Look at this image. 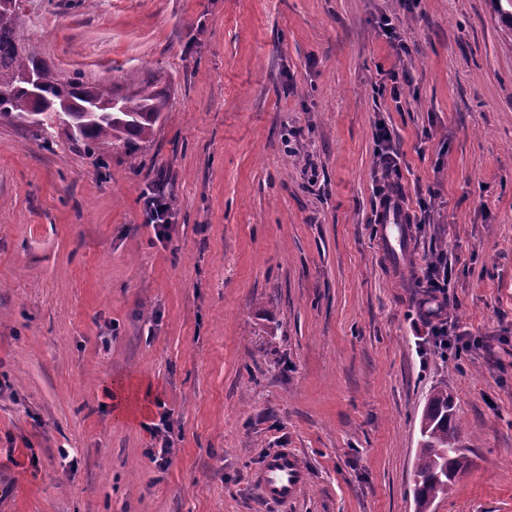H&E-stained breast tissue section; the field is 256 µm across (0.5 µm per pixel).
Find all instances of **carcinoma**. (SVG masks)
<instances>
[{
    "instance_id": "obj_1",
    "label": "carcinoma",
    "mask_w": 512,
    "mask_h": 512,
    "mask_svg": "<svg viewBox=\"0 0 512 512\" xmlns=\"http://www.w3.org/2000/svg\"><path fill=\"white\" fill-rule=\"evenodd\" d=\"M500 22L512 31V0H492ZM21 0H0V122L39 131L61 128L91 154L121 150L138 159L142 145L152 141L166 94L158 89L163 76L119 93L99 81L64 77L29 43L17 37ZM448 388H434L426 401L413 467V492L419 512L448 495L445 467L468 462Z\"/></svg>"
}]
</instances>
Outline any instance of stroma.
I'll return each instance as SVG.
<instances>
[{"instance_id": "1", "label": "stroma", "mask_w": 512, "mask_h": 512, "mask_svg": "<svg viewBox=\"0 0 512 512\" xmlns=\"http://www.w3.org/2000/svg\"><path fill=\"white\" fill-rule=\"evenodd\" d=\"M18 34L66 76L162 72L168 104L134 164L0 123V512H418L440 385L471 451L431 512H512V34L491 0H22ZM380 122L406 212L430 209L395 254ZM161 175L167 240L140 202ZM433 246L447 350L410 290ZM116 377L161 389L143 423L113 417ZM280 448L309 474L284 509L251 482ZM374 141L376 144V165L378 175L375 180L374 188L375 198L379 199V210L377 203L375 204L376 217L374 224H379L391 211L394 215L404 216L407 224H422L425 222V214L427 213V205L423 201L420 206L421 212L424 214L419 219L416 215L414 218L403 211L402 204L405 201V193L400 182L401 168L400 157L393 146V137L389 128L384 124H378L375 127ZM453 262L448 258V253L438 252L425 268V277L434 299H442V303L448 306V286L452 279Z\"/></svg>"}]
</instances>
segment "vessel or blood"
I'll return each mask as SVG.
<instances>
[{"instance_id":"b4317fda","label":"vessel or blood","mask_w":512,"mask_h":512,"mask_svg":"<svg viewBox=\"0 0 512 512\" xmlns=\"http://www.w3.org/2000/svg\"><path fill=\"white\" fill-rule=\"evenodd\" d=\"M307 479L308 473L299 455L291 448L279 449L268 456L254 474L264 496L278 503L296 499Z\"/></svg>"}]
</instances>
